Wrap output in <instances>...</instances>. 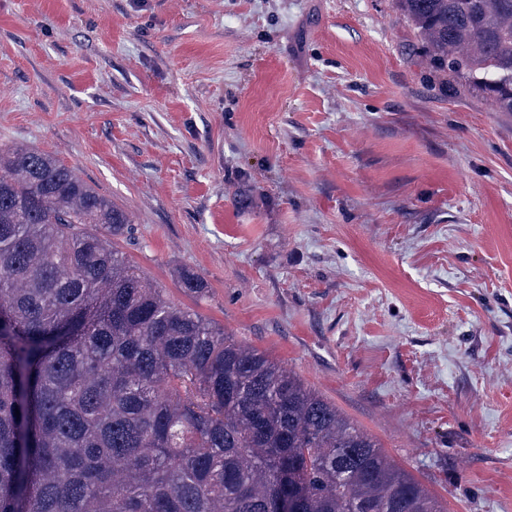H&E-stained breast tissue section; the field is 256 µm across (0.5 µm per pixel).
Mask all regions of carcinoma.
I'll return each instance as SVG.
<instances>
[{
	"label": "carcinoma",
	"instance_id": "obj_1",
	"mask_svg": "<svg viewBox=\"0 0 512 512\" xmlns=\"http://www.w3.org/2000/svg\"><path fill=\"white\" fill-rule=\"evenodd\" d=\"M440 71L512 112V0H396ZM127 213L0 148V512H443L291 370L115 248Z\"/></svg>",
	"mask_w": 512,
	"mask_h": 512
}]
</instances>
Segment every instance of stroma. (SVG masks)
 <instances>
[{"label":"stroma","mask_w":512,"mask_h":512,"mask_svg":"<svg viewBox=\"0 0 512 512\" xmlns=\"http://www.w3.org/2000/svg\"><path fill=\"white\" fill-rule=\"evenodd\" d=\"M0 145L74 168L131 265L444 512H512V113L395 0H0Z\"/></svg>","instance_id":"35a3bbf8"}]
</instances>
